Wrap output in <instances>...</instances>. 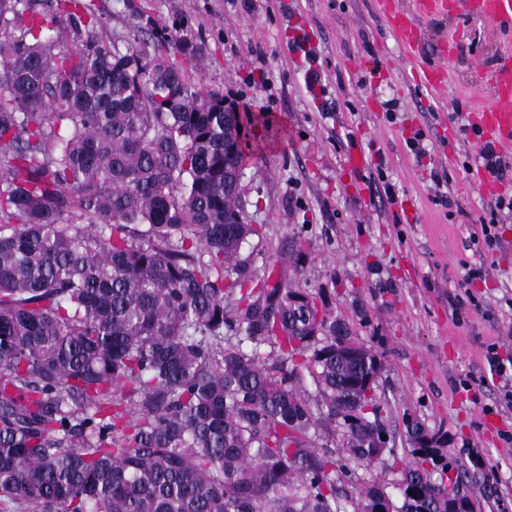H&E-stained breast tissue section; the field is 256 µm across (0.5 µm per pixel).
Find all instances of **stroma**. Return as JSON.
<instances>
[{"instance_id": "obj_1", "label": "stroma", "mask_w": 512, "mask_h": 512, "mask_svg": "<svg viewBox=\"0 0 512 512\" xmlns=\"http://www.w3.org/2000/svg\"><path fill=\"white\" fill-rule=\"evenodd\" d=\"M88 2L123 48L151 29L176 30L172 51L192 81L237 106L243 212L262 227L242 263L322 294L377 352L388 447L405 453V422L417 420L449 462L466 465L472 512H512V444L500 438L512 432V407L501 406L485 359L491 344L512 357V219L493 250L475 239L479 217L512 195V170L474 182L478 148L459 120L490 103L489 77L512 54V37L476 15L428 24L417 53L445 63L449 78L426 90L412 83L379 0ZM300 34L323 92L306 90L304 56L288 48ZM417 131L429 148L422 159L406 146ZM357 154L359 168L349 164ZM298 252L303 262L289 263ZM477 263L484 277L466 282Z\"/></svg>"}]
</instances>
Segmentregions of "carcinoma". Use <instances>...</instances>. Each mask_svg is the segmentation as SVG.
<instances>
[{"instance_id":"cac0c4a2","label":"carcinoma","mask_w":512,"mask_h":512,"mask_svg":"<svg viewBox=\"0 0 512 512\" xmlns=\"http://www.w3.org/2000/svg\"><path fill=\"white\" fill-rule=\"evenodd\" d=\"M102 27L0 0V512H471L440 449L372 447L378 354L246 274L224 96ZM386 455L399 506L344 484Z\"/></svg>"}]
</instances>
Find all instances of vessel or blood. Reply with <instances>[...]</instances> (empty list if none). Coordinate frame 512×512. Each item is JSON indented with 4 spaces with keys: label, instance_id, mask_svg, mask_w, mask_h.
<instances>
[{
    "label": "vessel or blood",
    "instance_id": "b4317fda",
    "mask_svg": "<svg viewBox=\"0 0 512 512\" xmlns=\"http://www.w3.org/2000/svg\"><path fill=\"white\" fill-rule=\"evenodd\" d=\"M389 27L405 48H413L420 40L423 18L436 15L477 14L496 28H512V0H383ZM442 67L413 64L412 77L416 84L437 88L446 79ZM493 101L474 108L471 123L482 139L499 147L512 149V60L504 59L490 78Z\"/></svg>",
    "mask_w": 512,
    "mask_h": 512
}]
</instances>
